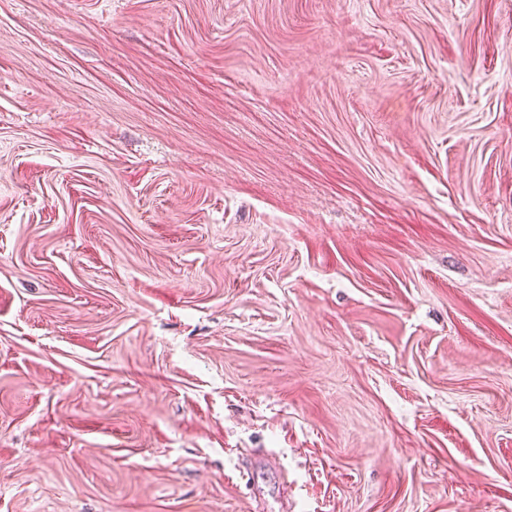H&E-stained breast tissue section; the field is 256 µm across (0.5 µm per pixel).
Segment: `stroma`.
<instances>
[{"label":"stroma","mask_w":512,"mask_h":512,"mask_svg":"<svg viewBox=\"0 0 512 512\" xmlns=\"http://www.w3.org/2000/svg\"><path fill=\"white\" fill-rule=\"evenodd\" d=\"M512 512V0H0V512Z\"/></svg>","instance_id":"obj_1"}]
</instances>
